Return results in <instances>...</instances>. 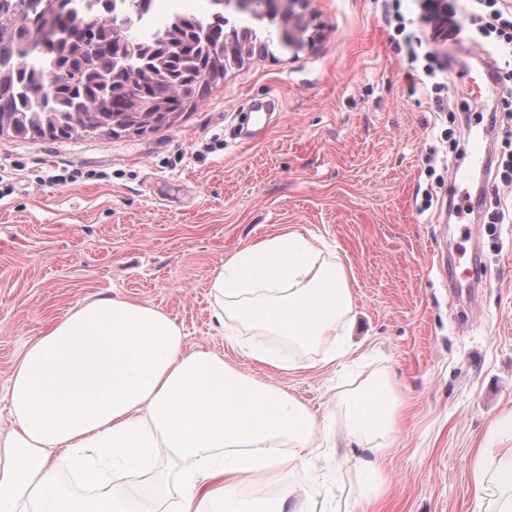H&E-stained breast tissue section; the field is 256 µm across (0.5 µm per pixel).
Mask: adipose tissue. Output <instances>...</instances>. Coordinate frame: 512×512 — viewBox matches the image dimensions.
<instances>
[{"instance_id":"adipose-tissue-1","label":"adipose tissue","mask_w":512,"mask_h":512,"mask_svg":"<svg viewBox=\"0 0 512 512\" xmlns=\"http://www.w3.org/2000/svg\"><path fill=\"white\" fill-rule=\"evenodd\" d=\"M210 286L217 319L302 349L335 342L354 310L345 265L321 260L296 232L237 252ZM7 396L0 512H145L109 476L149 469L160 454L184 464L179 512H329L284 486L287 467L307 466L316 451L315 415L222 355L186 349L182 328L159 308L118 296L86 300L26 345ZM398 401L387 379L366 383L343 401L346 435L390 441ZM65 471L91 495L74 494ZM258 480L281 490L238 497ZM473 485L477 502L512 512V410L488 427Z\"/></svg>"}]
</instances>
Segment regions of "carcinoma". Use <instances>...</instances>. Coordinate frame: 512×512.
<instances>
[{
	"label": "carcinoma",
	"instance_id": "carcinoma-1",
	"mask_svg": "<svg viewBox=\"0 0 512 512\" xmlns=\"http://www.w3.org/2000/svg\"><path fill=\"white\" fill-rule=\"evenodd\" d=\"M67 0L69 23L52 47L38 48L56 0H0V134L17 139L73 138V120L85 114L94 134L120 137L171 127L198 108L232 68L243 66L264 45L256 30L212 10L176 13L151 37L137 22L153 0Z\"/></svg>",
	"mask_w": 512,
	"mask_h": 512
}]
</instances>
